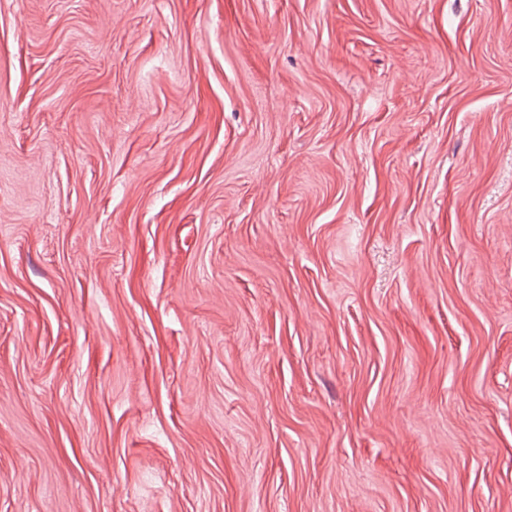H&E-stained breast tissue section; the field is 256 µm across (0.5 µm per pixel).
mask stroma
I'll return each instance as SVG.
<instances>
[{"label": "stroma", "mask_w": 512, "mask_h": 512, "mask_svg": "<svg viewBox=\"0 0 512 512\" xmlns=\"http://www.w3.org/2000/svg\"><path fill=\"white\" fill-rule=\"evenodd\" d=\"M0 512H512V0H0Z\"/></svg>", "instance_id": "1"}]
</instances>
